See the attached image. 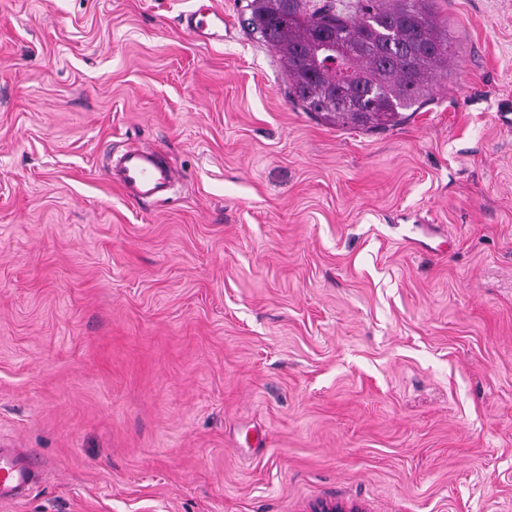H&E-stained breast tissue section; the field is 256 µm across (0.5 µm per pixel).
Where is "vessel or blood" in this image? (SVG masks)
<instances>
[{
  "label": "vessel or blood",
  "instance_id": "1",
  "mask_svg": "<svg viewBox=\"0 0 512 512\" xmlns=\"http://www.w3.org/2000/svg\"><path fill=\"white\" fill-rule=\"evenodd\" d=\"M181 23L197 37L217 40L224 30V14L213 9L204 15L193 11L182 15ZM109 180L129 200L160 204L167 201L180 176L156 151L130 148L111 160ZM39 477V467L30 451L0 446V502L17 499Z\"/></svg>",
  "mask_w": 512,
  "mask_h": 512
}]
</instances>
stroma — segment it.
I'll list each match as a JSON object with an SVG mask.
<instances>
[{
  "label": "stroma",
  "instance_id": "1",
  "mask_svg": "<svg viewBox=\"0 0 512 512\" xmlns=\"http://www.w3.org/2000/svg\"><path fill=\"white\" fill-rule=\"evenodd\" d=\"M249 2L0 0V444L42 472L0 512H512V0H436L453 63L369 131ZM181 24L193 35L207 39H223L224 14L221 11L209 9L206 15L199 14L196 11L181 16ZM109 180L123 195L137 203L160 204L167 201L180 175L158 153L150 149L130 148L109 158Z\"/></svg>",
  "mask_w": 512,
  "mask_h": 512
}]
</instances>
